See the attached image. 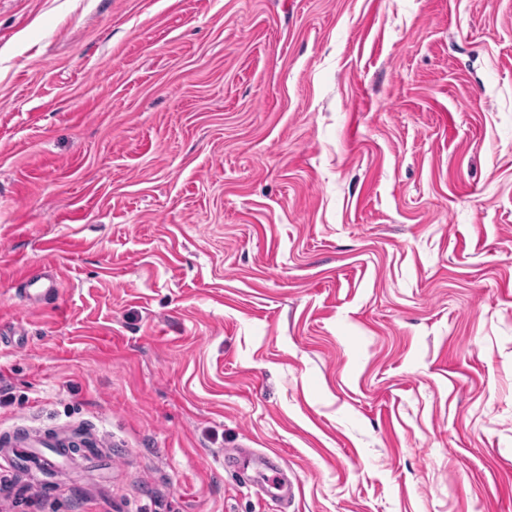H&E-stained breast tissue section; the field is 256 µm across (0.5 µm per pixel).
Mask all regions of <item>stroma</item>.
Returning <instances> with one entry per match:
<instances>
[{"label":"stroma","instance_id":"stroma-1","mask_svg":"<svg viewBox=\"0 0 512 512\" xmlns=\"http://www.w3.org/2000/svg\"><path fill=\"white\" fill-rule=\"evenodd\" d=\"M19 434L0 512H512V0H0ZM12 461L21 460L29 465L30 471L39 473L54 472L60 464L59 457L53 451H40L31 448L24 441H14L10 447ZM233 462L241 470H247L252 467L262 476L260 484L261 492L271 501L287 505L289 499L293 496V488H288L286 482L280 475V466L270 457H260L248 451L246 448H240L237 451ZM270 473V475H268Z\"/></svg>","mask_w":512,"mask_h":512}]
</instances>
